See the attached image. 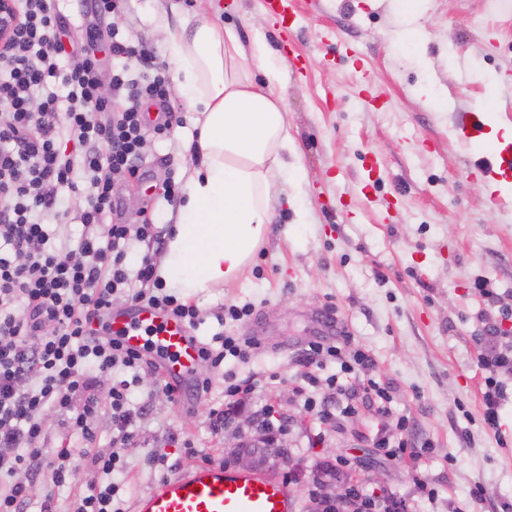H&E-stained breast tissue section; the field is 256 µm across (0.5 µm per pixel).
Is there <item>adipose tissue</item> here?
<instances>
[{
    "instance_id": "adipose-tissue-1",
    "label": "adipose tissue",
    "mask_w": 512,
    "mask_h": 512,
    "mask_svg": "<svg viewBox=\"0 0 512 512\" xmlns=\"http://www.w3.org/2000/svg\"><path fill=\"white\" fill-rule=\"evenodd\" d=\"M161 33L198 134L159 274L190 298L243 273L268 231L276 181L296 150L280 91L284 60L262 43L244 52L233 29L203 16Z\"/></svg>"
}]
</instances>
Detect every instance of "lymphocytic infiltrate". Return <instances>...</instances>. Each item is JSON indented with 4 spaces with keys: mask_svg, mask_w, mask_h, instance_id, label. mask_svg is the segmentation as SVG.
Returning <instances> with one entry per match:
<instances>
[{
    "mask_svg": "<svg viewBox=\"0 0 512 512\" xmlns=\"http://www.w3.org/2000/svg\"><path fill=\"white\" fill-rule=\"evenodd\" d=\"M20 30L0 51V512H51L58 487L74 485L72 448L38 447L50 416L90 443L89 419L107 397L114 431L109 448L90 449L96 480L79 494L72 512H113L121 486L114 473L134 442L132 426L148 403H132L126 372L147 366L146 357L87 326L130 278L135 304L168 310L196 324L197 310L161 293L152 256L161 246L151 222L107 224L118 208V181L140 176L152 101L167 95V78L142 46L115 29L87 30L68 38L55 0H16ZM114 60L104 70L98 57ZM75 198L69 210L85 231L74 245L57 249L41 217L57 212L59 191ZM146 243L137 271L126 264V243ZM258 344L219 334L202 344L201 359L217 367L226 359L248 362ZM111 377L102 389L103 377ZM52 471V484L30 475ZM28 480H20V473Z\"/></svg>",
    "mask_w": 512,
    "mask_h": 512,
    "instance_id": "lymphocytic-infiltrate-1",
    "label": "lymphocytic infiltrate"
}]
</instances>
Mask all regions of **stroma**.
<instances>
[{
	"mask_svg": "<svg viewBox=\"0 0 512 512\" xmlns=\"http://www.w3.org/2000/svg\"><path fill=\"white\" fill-rule=\"evenodd\" d=\"M295 19L281 23L264 0H128L113 14V28L151 49L168 74L177 64L158 30L178 27L199 12L234 28L244 51L265 42L293 58L286 73L288 132L300 153L295 171L282 177L264 242L234 282L193 298L194 329L201 341L218 331L252 337L258 344L239 377L258 379L249 415L209 426L210 408L224 402V371L198 364L210 379L199 401L176 402L161 391L157 374L139 373L133 400L152 408L135 425L127 449L123 512L164 478L205 463L233 465L236 451L266 429L286 441L258 471L299 490L308 505L325 464H338L340 487L359 485L378 497L404 501L406 512H506L512 506V373L479 367L491 353L489 330L512 331V223L501 208L512 191L492 194L471 175L472 146L456 134L455 101H468L484 125L512 127V102L500 92L512 74V13L487 0H422L407 13L404 0H298ZM485 41V51L475 44ZM355 46L359 63L339 56ZM432 105H421L423 97ZM158 111L180 117L170 131L147 133L140 171L144 184L118 182L116 198L127 224L152 218L169 239L178 207L168 204V183L184 185L193 163L187 142L194 115L176 90ZM488 284L487 291L477 282ZM252 305V316L219 324L225 305ZM362 348L375 361L372 378L388 388L386 411L368 398L355 413L326 424L309 415L306 399H321L325 380L354 375L326 361L308 383L298 359L320 339ZM502 380L499 431L483 423L485 378ZM404 433L425 445L420 461L382 456L375 443ZM159 456L148 464V455ZM429 484L434 497L423 495Z\"/></svg>",
	"mask_w": 512,
	"mask_h": 512,
	"instance_id": "obj_1",
	"label": "stroma"
}]
</instances>
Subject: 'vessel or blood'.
<instances>
[{
	"label": "vessel or blood",
	"mask_w": 512,
	"mask_h": 512,
	"mask_svg": "<svg viewBox=\"0 0 512 512\" xmlns=\"http://www.w3.org/2000/svg\"><path fill=\"white\" fill-rule=\"evenodd\" d=\"M477 172L497 181L512 175V141L486 152ZM125 348L149 350L164 377L188 385L199 362L200 341L188 325L154 306L110 308L100 318ZM293 489L277 477L224 467L199 466L164 479L138 503L137 512H298Z\"/></svg>",
	"instance_id": "b4317fda"
}]
</instances>
